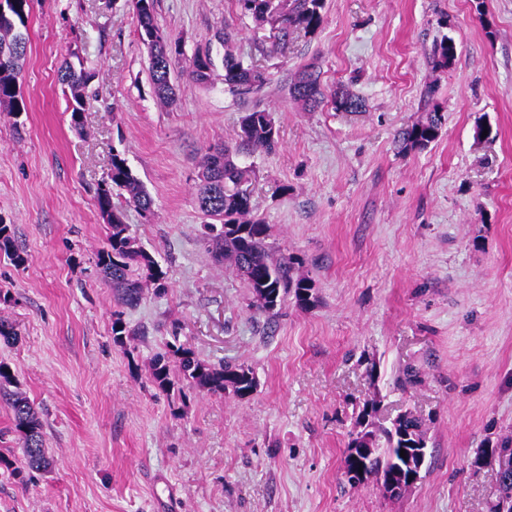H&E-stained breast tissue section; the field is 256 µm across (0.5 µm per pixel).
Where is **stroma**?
<instances>
[{
    "mask_svg": "<svg viewBox=\"0 0 512 512\" xmlns=\"http://www.w3.org/2000/svg\"><path fill=\"white\" fill-rule=\"evenodd\" d=\"M155 18L182 47L169 107L129 0H31L26 109L0 112V221L25 258L0 253V319L18 336L0 340V361L36 406L53 463L24 485L0 467V512H489L497 469L473 460L512 431V0H326L316 32L280 46L234 0H156ZM445 36L456 61L437 70ZM198 51L212 61L205 85L185 73ZM228 51L267 68L258 94L227 89ZM74 53L96 74L77 129L58 82ZM307 68L365 111L293 102ZM256 105L278 147L237 156L253 213L318 296L271 319L215 263L196 199L200 154L237 147ZM432 107L438 139L400 153L395 133ZM480 123L489 138H476ZM116 152L154 206L112 203L168 272L164 291L125 310L123 349L97 267L95 191ZM170 344L248 365L256 390L160 392L147 365ZM368 402L376 425L409 411L427 431L422 479L394 500L375 479L341 476Z\"/></svg>",
    "mask_w": 512,
    "mask_h": 512,
    "instance_id": "35a3bbf8",
    "label": "stroma"
}]
</instances>
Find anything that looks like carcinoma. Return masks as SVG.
<instances>
[{"mask_svg": "<svg viewBox=\"0 0 512 512\" xmlns=\"http://www.w3.org/2000/svg\"><path fill=\"white\" fill-rule=\"evenodd\" d=\"M141 40L149 48V59L163 63L159 69H149L156 98L163 104L174 99L170 64L173 56L180 54V45L159 33L155 22L156 0H131ZM240 14L255 22L271 23L278 29L279 40L303 32L314 33L322 22L324 0H292L283 5L282 0H236ZM30 7L27 0H14L10 5V20H0V110L16 112L25 109L21 93L15 91L27 53L26 27ZM453 40L445 36L432 50L434 67L446 69L456 54L451 51ZM188 78L198 84L211 80L212 62L209 53L198 52L186 69ZM95 73L87 70L82 60L67 61L59 71V83L68 94L67 110L71 122L81 124L84 95ZM269 75L258 64H244L231 52L224 54V84L239 96L246 97L261 91ZM289 95L304 107L312 110L330 104L340 112H360L365 102L359 96L339 90L329 97L325 94L319 74L304 70L289 86ZM441 115L432 109L425 121L401 129L395 138L398 150L408 153L422 151L439 136ZM277 131L272 113L254 108L239 118V146L253 151L271 152L277 145ZM236 152L229 147H213L201 157L198 166L197 200L201 211L220 221V225L206 224L211 252L217 260L229 262L243 278L253 296L255 313L273 317L278 314L288 294H293L296 305L307 310L317 302L313 281L296 272L298 260L290 255L275 254L267 243V225L252 217L251 191L248 170L235 161ZM125 195L128 205L144 215L152 213L153 199L143 182L133 173L127 160L119 153L112 155V166L96 189V203L107 224L104 246L97 254V266L104 283L112 288L116 310L112 313V334L115 344L122 346L127 337L123 309L135 308L143 300L149 287L161 290L167 287L168 274L156 258L143 248L128 232L123 214L112 205V194ZM0 251L15 262L24 263V257L14 248L11 225L0 222ZM155 387L169 393L180 381L189 387L213 395L226 392L243 398L257 386L253 370L244 364L224 363L212 366L190 350L173 346L163 354L155 355L149 365ZM0 399L13 416L14 431L23 448V459H13L0 454V466L12 471L22 482L26 472L39 471L50 465V456L40 415L28 396L15 387V378L8 365L0 363ZM374 407L365 406L356 419V429L351 431L346 452L368 447L371 452L359 455L356 462L364 477H375L381 485L388 479L396 482L393 497L408 489L407 476H398L395 470L406 464L400 450L427 447V435L422 420L412 412L398 415L390 426L375 428L369 423ZM505 458L512 464V436L500 438L496 443L481 448L473 461L478 466L488 458ZM490 512H512V485L499 483V494L490 506Z\"/></svg>", "mask_w": 512, "mask_h": 512, "instance_id": "1", "label": "carcinoma"}]
</instances>
